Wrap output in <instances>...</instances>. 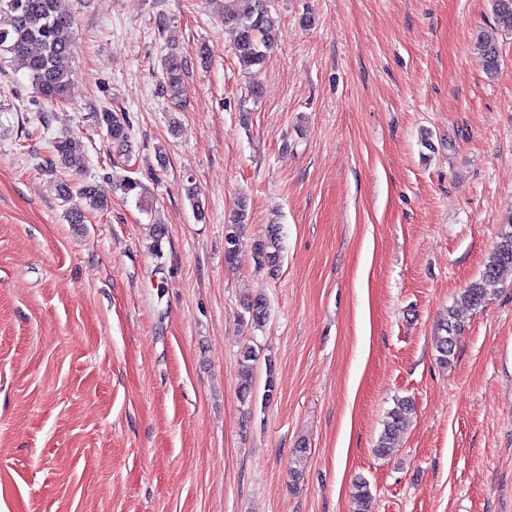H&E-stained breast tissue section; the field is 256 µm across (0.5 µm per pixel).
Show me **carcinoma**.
Instances as JSON below:
<instances>
[{"mask_svg":"<svg viewBox=\"0 0 512 512\" xmlns=\"http://www.w3.org/2000/svg\"><path fill=\"white\" fill-rule=\"evenodd\" d=\"M67 0H0V52L10 55V62L27 75L37 96L53 103L67 97L71 83V59L74 53L73 20L64 8ZM492 11L498 27L512 31V0H491ZM224 24L233 26L236 32L235 54L247 73L261 68L269 52L277 42L278 30L269 13L266 0H224L222 6ZM473 53L480 60L484 71L495 75L500 67L501 56L494 35L479 31L474 35ZM162 75L160 94L177 101L185 94L184 78L186 61L174 52L161 59ZM97 124L107 132L109 141L117 148L127 145L130 124L126 113L103 109L95 113ZM84 160L73 151L72 140L60 137L53 142L49 170L59 166L78 170ZM114 187L129 195L139 193L142 184L130 176H108ZM80 203H75V200ZM65 214L71 224L84 223V210L104 211L109 206L108 196L101 185L84 182L67 190L62 196ZM247 218V203L241 202L237 219L226 225L224 261L232 265L238 259V242L244 221ZM257 260L272 269L280 266L282 258L281 238L275 224L268 226L264 235L254 244ZM512 267V223L503 226L498 240L479 278L472 281L457 294L454 305L448 308V318L441 325L444 334L435 337V347L440 360L450 361L455 343L463 329L462 313L481 307L498 291L500 273ZM246 311L252 321L260 326L266 319V304L261 299L250 300ZM257 353L251 346L240 351L241 383L239 393L245 402L252 399V370ZM414 406L409 399L397 400L395 407L387 413L384 431L374 452L386 457L393 449L394 439ZM354 512H368L371 493L368 482L360 478L353 485Z\"/></svg>","mask_w":512,"mask_h":512,"instance_id":"1","label":"carcinoma"}]
</instances>
